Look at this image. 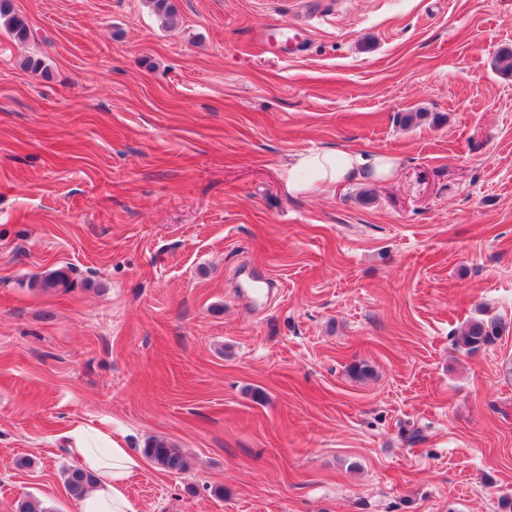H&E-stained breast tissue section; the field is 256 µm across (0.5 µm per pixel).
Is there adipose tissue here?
I'll return each instance as SVG.
<instances>
[{
  "label": "adipose tissue",
  "instance_id": "ef3b65f1",
  "mask_svg": "<svg viewBox=\"0 0 512 512\" xmlns=\"http://www.w3.org/2000/svg\"><path fill=\"white\" fill-rule=\"evenodd\" d=\"M395 166L385 154H364L331 146L290 156L282 166L281 178L290 194L300 196L323 192L336 184L362 178H388ZM66 451L81 467L93 474L92 492L79 512H137L127 493L130 480L140 471V457L125 448L109 432L72 425L62 434Z\"/></svg>",
  "mask_w": 512,
  "mask_h": 512
}]
</instances>
